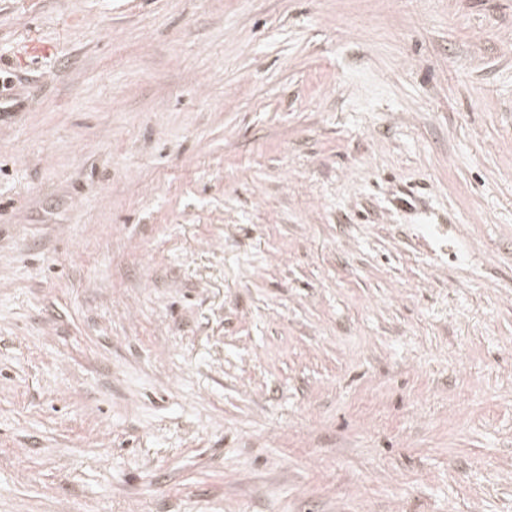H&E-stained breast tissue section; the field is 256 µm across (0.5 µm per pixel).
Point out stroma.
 Returning <instances> with one entry per match:
<instances>
[{
    "mask_svg": "<svg viewBox=\"0 0 512 512\" xmlns=\"http://www.w3.org/2000/svg\"><path fill=\"white\" fill-rule=\"evenodd\" d=\"M0 75V512H512V0H0Z\"/></svg>",
    "mask_w": 512,
    "mask_h": 512,
    "instance_id": "stroma-1",
    "label": "stroma"
}]
</instances>
